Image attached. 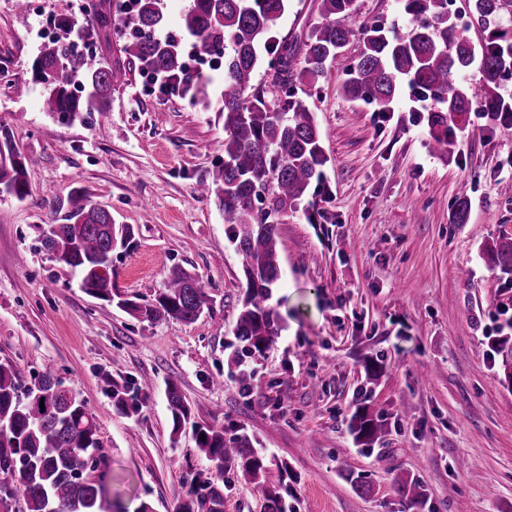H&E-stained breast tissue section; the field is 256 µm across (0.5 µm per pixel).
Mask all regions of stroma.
I'll list each match as a JSON object with an SVG mask.
<instances>
[{
	"instance_id": "stroma-1",
	"label": "stroma",
	"mask_w": 512,
	"mask_h": 512,
	"mask_svg": "<svg viewBox=\"0 0 512 512\" xmlns=\"http://www.w3.org/2000/svg\"><path fill=\"white\" fill-rule=\"evenodd\" d=\"M94 2L29 0L21 12L0 0V140L33 161L28 195H0V362L51 370L88 402L129 512H178L213 472L195 440L196 426L212 423L247 433L270 474L286 466L281 512H407L393 487L403 472L425 486L420 512H512V388L493 345L512 318V279L488 255L512 240V129L460 121L448 152L435 153L414 118L433 100L405 87L385 113L350 101L342 84L359 46L344 48L304 97L327 163L278 226L283 330L245 393L233 361L243 258L214 200L196 193L224 159L216 87L193 104L133 64L106 111L64 120L42 107L39 23L86 21ZM320 3L289 0L276 36L307 35L323 20ZM373 19L411 28L403 0H357L351 24ZM77 203L134 230L112 252L118 296L153 298L178 266L205 288L210 312L153 324L84 292L38 240ZM369 357L384 366L373 382ZM110 379L141 400L138 413L113 407ZM173 384L191 411L178 430ZM360 402L388 425L371 448L348 431ZM224 512L269 508L237 470L224 475Z\"/></svg>"
}]
</instances>
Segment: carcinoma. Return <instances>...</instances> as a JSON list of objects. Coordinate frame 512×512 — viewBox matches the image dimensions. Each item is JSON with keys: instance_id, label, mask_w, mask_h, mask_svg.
Wrapping results in <instances>:
<instances>
[{"instance_id": "1", "label": "carcinoma", "mask_w": 512, "mask_h": 512, "mask_svg": "<svg viewBox=\"0 0 512 512\" xmlns=\"http://www.w3.org/2000/svg\"><path fill=\"white\" fill-rule=\"evenodd\" d=\"M404 2L413 24L405 37L377 22L353 27L356 0H321L323 22L302 43L272 35L288 0H191L183 14L182 41L197 56L224 63V162L212 181L199 185L198 193L215 199L243 257L246 291L235 326L241 349L234 359L243 390L253 379L250 364L265 356L282 330L272 305L279 280L278 224L321 179L326 163L317 122L296 97L295 83L303 77L310 83L318 80L330 61L357 41L361 51L342 86L345 97L386 108L404 80L433 94L443 104L427 117L436 150L448 151V124L457 115L477 110L493 125L512 123V109L497 92L501 80L512 74V34L502 28L503 21L512 23V0H468L472 16L492 28L479 46L448 13V0ZM163 25L159 0H135L134 11L119 16L112 13L111 0H104L89 24L60 19L59 35L42 45L35 63L36 76L47 89L45 111L67 119L104 111L124 72L94 54L75 51L92 29L105 36L111 30L121 33L124 52L143 72L174 80L193 99L206 94L210 78L185 75L182 41L160 40ZM265 51L275 56L270 101L252 84ZM475 66L480 74L478 94L456 82ZM28 164L12 149H0L1 195H27ZM133 234L130 225L114 223L107 209L77 206L67 214L66 223L46 225L40 240L56 262L79 276L87 294L110 301L114 273L103 275L99 267L112 263V250L130 243ZM490 257L502 273L512 275L511 241L500 243ZM117 306L153 324L170 319L193 323L209 309L199 281L178 266L169 271L164 290L154 299H120ZM494 347L504 380L512 381V332L496 337ZM30 378L24 381L12 363H0V504L9 500L22 512H128L110 497L108 459L98 437L97 417L87 402L50 371ZM111 396L120 411L140 409L117 384L112 385ZM168 402L177 432L190 418V409L174 384L168 389ZM349 429L368 447L384 434L383 424L367 405L355 407ZM198 434L205 435L197 439V447L214 462L215 475L188 493L179 512H224V471L237 468L262 487L269 502L278 504L264 458L247 435L227 437L224 426L216 424L199 427ZM394 486L412 510L425 498L424 485L416 478L399 475Z\"/></svg>"}]
</instances>
